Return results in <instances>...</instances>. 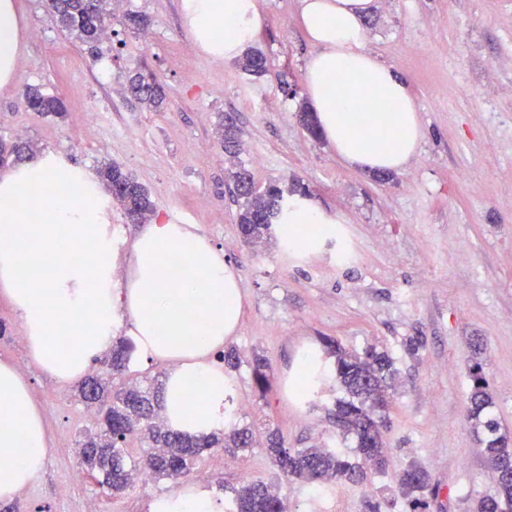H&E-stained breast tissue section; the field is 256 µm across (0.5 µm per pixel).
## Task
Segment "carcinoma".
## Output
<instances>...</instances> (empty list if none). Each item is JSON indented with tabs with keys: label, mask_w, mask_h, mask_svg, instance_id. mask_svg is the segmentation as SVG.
Instances as JSON below:
<instances>
[{
	"label": "carcinoma",
	"mask_w": 512,
	"mask_h": 512,
	"mask_svg": "<svg viewBox=\"0 0 512 512\" xmlns=\"http://www.w3.org/2000/svg\"><path fill=\"white\" fill-rule=\"evenodd\" d=\"M112 0H47V8L55 17L61 31L79 41L91 60L102 54V46L109 39L108 19L112 15ZM239 68L260 77L269 71L267 57L260 51H248L238 59ZM130 93L148 109L157 111L166 101L164 88L156 76L136 72L126 77ZM28 105L42 117L62 118L66 114L65 98L49 94L38 88L24 91ZM216 133L224 154L232 160L238 155L236 129L231 124H218ZM37 147L30 141L0 137V159L16 163L31 159ZM98 174L112 203L120 206L129 221L144 224L156 213L147 190L124 172L116 162L101 163ZM233 181L232 195L239 205L238 228L243 240L259 245L271 237L274 220L281 211L284 190L276 185L260 191L253 189V178L243 166L229 172ZM326 356L331 364L311 362L303 377L310 393L327 384L347 398L335 403L336 427L344 437H355L356 446L349 454L337 448L312 446L288 448L277 430L265 435V450L274 465L286 476L311 485L336 480L354 484L367 481L368 472L386 471L388 457L382 439L390 404L378 409L375 404L382 398L391 399L392 381L396 376L394 360L386 351L369 348L363 352L348 350L331 339H323ZM133 345L122 336L112 339V349L105 355L106 374L113 379L122 377L131 360ZM252 374L261 392L270 387L268 361L256 354ZM471 394L468 419L474 429L482 428L489 435L482 448L494 491L480 497L475 512H512V478L504 481L500 471L512 470V448L509 440L499 433V422L489 417L487 409L493 398L488 391L489 381L482 365L474 363L470 370ZM109 381L96 375L87 377L80 395L84 401L102 405L103 421L100 432L87 436L80 447L84 471L97 479L102 490L112 496L123 493L133 482L147 474L152 478L177 479L211 448H222L233 454L244 452L255 443L251 427L224 413V428L210 434L191 436L169 429L159 412L160 386L127 385L112 392V401L104 404ZM136 437L145 445L143 453L135 458L127 453L125 445ZM398 488L407 500L410 512H427L428 497L439 490L431 485L428 471L418 462L407 465L398 476ZM230 512H287L283 497L264 482H247L232 490Z\"/></svg>",
	"instance_id": "cac0c4a2"
}]
</instances>
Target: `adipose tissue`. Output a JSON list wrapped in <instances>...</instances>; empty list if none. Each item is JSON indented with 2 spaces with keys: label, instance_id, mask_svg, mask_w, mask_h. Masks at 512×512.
I'll return each instance as SVG.
<instances>
[{
  "label": "adipose tissue",
  "instance_id": "adipose-tissue-1",
  "mask_svg": "<svg viewBox=\"0 0 512 512\" xmlns=\"http://www.w3.org/2000/svg\"><path fill=\"white\" fill-rule=\"evenodd\" d=\"M313 51L306 90L317 130L337 157L363 171L400 172L424 139L406 81L368 47L363 19L374 0H298ZM187 31L213 59L232 60L263 24L258 0H181ZM15 0H0V86L18 65ZM108 201L93 177L46 157L0 171V292L11 301L32 361L59 381L82 379L107 350L119 319L139 356L168 366L162 414L191 435L224 425L232 379L210 354L239 326L243 296L233 267L194 224L151 222L136 236L117 280ZM298 244L326 236L337 216L292 196L283 218ZM86 258L78 260L75 250ZM73 341L57 352L60 328ZM46 461L42 416L31 388L0 362V501L36 481Z\"/></svg>",
  "mask_w": 512,
  "mask_h": 512
}]
</instances>
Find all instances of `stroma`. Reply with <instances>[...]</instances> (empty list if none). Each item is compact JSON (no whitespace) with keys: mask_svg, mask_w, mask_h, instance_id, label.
Returning a JSON list of instances; mask_svg holds the SVG:
<instances>
[{"mask_svg":"<svg viewBox=\"0 0 512 512\" xmlns=\"http://www.w3.org/2000/svg\"><path fill=\"white\" fill-rule=\"evenodd\" d=\"M263 28L253 42L270 73L255 77L235 61L206 56L188 35L180 0H124L118 10L150 20L147 35L113 23L103 56L60 31L45 0H16L19 62L0 88V136H22L83 169L119 163L149 193L158 220L194 224L223 249L236 270L243 314L228 340L243 360L234 375L236 418L278 428L290 448L343 443L333 419L335 395L301 404L291 394L304 354L323 353L330 337L343 347L388 351L398 370L389 424V464L356 485L311 486L285 477L254 447L233 456L213 449L184 477L227 501L242 474L277 483L288 512H407L399 472L421 463L440 489L428 512H470L493 484L481 453L485 435L468 420L470 369L481 362L492 413L512 439V0H377L368 46L409 84L426 139L406 170L366 174L344 165L299 120L311 51L298 0H259ZM147 69L166 102L146 109L123 88L126 74ZM29 86L62 93L64 118H42L23 96ZM103 114L96 129L86 110ZM237 129V161L258 187H306L311 201L338 216L340 245L294 258L280 244L246 245L237 226L224 151L215 129ZM0 362L15 365L31 386L45 427L47 461L39 479L0 512H75L95 499L101 512H152L175 493L171 480L132 486L112 497L93 480L60 494L78 471L76 443L96 429L79 382L41 373L9 298L0 295ZM266 357L272 387L259 396L248 365Z\"/></svg>","mask_w":512,"mask_h":512,"instance_id":"stroma-1","label":"stroma"}]
</instances>
